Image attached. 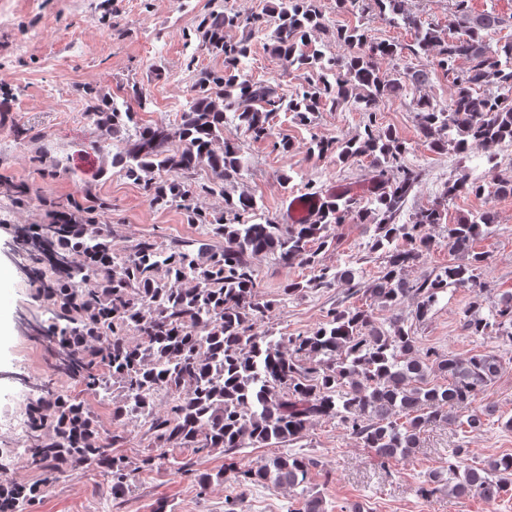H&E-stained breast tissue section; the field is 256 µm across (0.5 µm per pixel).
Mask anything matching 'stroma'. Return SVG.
<instances>
[{
  "instance_id": "1",
  "label": "stroma",
  "mask_w": 512,
  "mask_h": 512,
  "mask_svg": "<svg viewBox=\"0 0 512 512\" xmlns=\"http://www.w3.org/2000/svg\"><path fill=\"white\" fill-rule=\"evenodd\" d=\"M276 0H0V466L17 480L42 481L44 470L32 464L17 449L26 439L23 424L26 407L38 396L41 386L55 391L79 392L72 378L55 368L56 347L44 334L51 314L41 297V281L21 267L14 253L18 226L38 224L44 218L39 207L17 206L6 185L29 183L44 188L48 197L84 201L87 195L111 200L104 214L112 225L118 248H126L142 237L163 244L176 240L208 241L201 225L188 223L183 211L152 207L137 184L120 176L112 167L111 153L99 150L98 132L81 110V90L91 86L100 93L117 95L120 87L138 83L154 97L152 112L144 122L165 119L177 122L190 97L189 60L202 67L219 69L222 58L200 50L195 37L201 17L223 5L231 13H258ZM329 25L359 26L371 40L409 45L414 33L409 28L389 25L336 0H315ZM116 15L118 24H104V15ZM248 71L258 80H277L283 92L299 84L318 82L319 72L298 71L272 55L263 35L249 41ZM409 66L433 70L429 84L409 87L405 97L385 98L372 118L392 129L408 148L406 160L418 169L420 182L408 196L400 222L415 213L443 206V222L432 230L434 241L421 260L407 271L415 280L441 271L457 257L448 248V227L470 212L488 210L495 218L492 234L477 239L476 250L485 252L487 263L480 269L484 286V309L512 291V195H462L449 202L439 197L448 178L467 170L492 181L505 175L512 161L499 147H476L466 153L432 149L419 132L415 103L421 96L448 101L452 79L435 68L431 55L409 57ZM367 114L344 107L319 113L310 125L301 124L292 113H275L271 120L273 140L243 139L249 157L236 185L254 196L263 213L278 223H289L290 204L314 187L328 195L348 193L366 202L377 185L369 158L340 162L336 155L316 159L306 150L311 138L341 140L363 133ZM23 128V139L13 132ZM288 140L289 150L274 148V140ZM67 163L72 177L42 175L33 162L37 147ZM332 245L320 259L330 267L350 266L361 283L375 279L384 265L382 253L369 249L371 230L366 224H343L334 231ZM260 280L258 298L270 303L267 318L256 324L258 332L271 336H295L317 328L330 308L345 296L346 284L308 290L293 296L282 293L288 281L312 277L307 266L282 267L270 257L253 260ZM473 300L467 289L445 294L428 319L414 325L422 348L465 355L479 350L495 351L502 369L495 383L480 395L477 404L493 410L492 418L476 431L463 433L455 427H433L425 433L421 448L409 458L384 462L352 438L342 425L320 420L307 438L293 445L295 453L318 463L319 477L313 485L323 498L327 512H512V492L488 503L478 497L459 499L440 493L430 498L416 489L429 471L447 459L452 448L467 449L471 460L512 453V431L501 428L512 418V341L502 330L488 329L473 336L462 327V316ZM102 429L123 435L113 452L131 459L147 451V424L140 419L116 421L110 400L90 398ZM173 462L139 473L124 497L112 496L109 481L100 479L95 468L74 469L46 488L32 512H224V500L233 491L232 475L213 481L199 490L193 477L177 472L178 460H193L198 471L222 472L224 454L193 455L191 450H173ZM297 492L272 486H254L246 491L237 512H289Z\"/></svg>"
}]
</instances>
